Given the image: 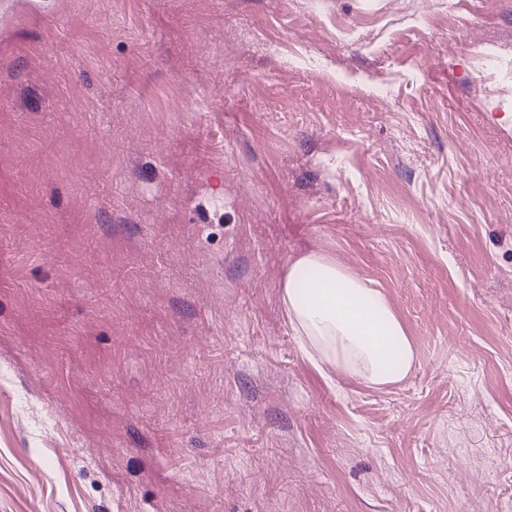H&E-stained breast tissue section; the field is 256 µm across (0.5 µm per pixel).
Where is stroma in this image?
<instances>
[{
	"mask_svg": "<svg viewBox=\"0 0 512 512\" xmlns=\"http://www.w3.org/2000/svg\"><path fill=\"white\" fill-rule=\"evenodd\" d=\"M309 250L403 380L300 353ZM478 497L512 512V0H0V512ZM309 277L313 287L302 288ZM280 288L291 331L320 369L329 366L374 388L411 370L414 346L384 292L332 256L309 251L293 258Z\"/></svg>",
	"mask_w": 512,
	"mask_h": 512,
	"instance_id": "35a3bbf8",
	"label": "stroma"
}]
</instances>
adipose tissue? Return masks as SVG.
Wrapping results in <instances>:
<instances>
[{
    "label": "adipose tissue",
    "mask_w": 512,
    "mask_h": 512,
    "mask_svg": "<svg viewBox=\"0 0 512 512\" xmlns=\"http://www.w3.org/2000/svg\"><path fill=\"white\" fill-rule=\"evenodd\" d=\"M280 300L316 366L380 388L405 378L416 360L384 292L326 253L309 251L288 263Z\"/></svg>",
    "instance_id": "1"
}]
</instances>
